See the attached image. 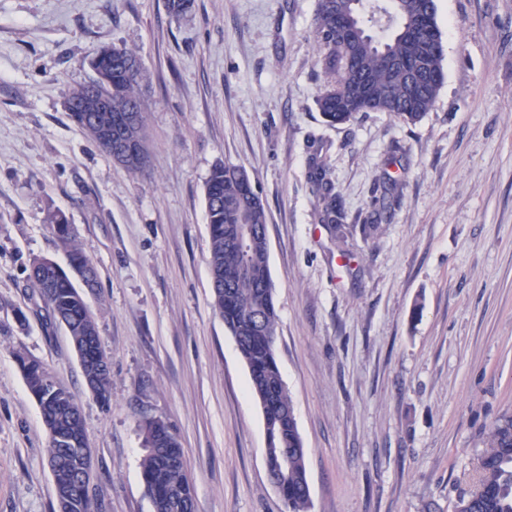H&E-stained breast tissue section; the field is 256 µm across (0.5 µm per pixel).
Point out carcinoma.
Segmentation results:
<instances>
[{
    "mask_svg": "<svg viewBox=\"0 0 512 512\" xmlns=\"http://www.w3.org/2000/svg\"><path fill=\"white\" fill-rule=\"evenodd\" d=\"M318 0L314 37L321 69L327 79L316 103L327 123L348 122L361 112H389L408 124L418 122L432 107L444 82L443 52L430 32L416 27L417 18L436 15L435 0ZM365 10L367 22L389 31L383 40L363 28L349 40L336 36V19ZM137 55L126 48L103 46L90 59L95 79L86 87L73 89L65 107L71 119L103 146L96 124L119 112H139L138 121L125 126L128 143L142 151V160L126 165L136 173L148 163L145 144V108L139 91L141 75ZM112 98V113L97 111L99 100ZM240 167L219 164L205 184L210 237L209 267L215 285L213 308L234 337L246 365L251 390L260 404L269 406L271 429L268 446L296 449L294 469L283 488L288 512H310L306 449L297 429L291 398L275 356L277 311L270 277L266 213L255 201L252 184L239 176ZM313 183L323 199L330 200L326 218L330 232L344 236L336 223V201L325 171L315 169ZM48 224L68 257L63 275L31 260L30 286L48 305L55 320L65 325L81 357L92 363L108 360L99 342L98 326L85 292L77 289L76 274H91L90 288L97 287V272L80 248L77 235L66 217L52 212ZM251 224L259 233L240 250L234 249L239 226ZM26 386L37 400L49 432L48 461L56 462L53 473L57 501L71 499L70 512H97L89 490L76 481L79 449L70 439L85 438L81 408L70 390L39 360L20 358ZM142 446L141 479L154 512H195V490L188 474L184 451L175 435H164L152 418L140 424ZM455 512H512V415H503L489 428L480 457L479 476L474 486L459 494Z\"/></svg>",
    "mask_w": 512,
    "mask_h": 512,
    "instance_id": "obj_1",
    "label": "carcinoma"
}]
</instances>
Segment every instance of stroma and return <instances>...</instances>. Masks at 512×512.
Masks as SVG:
<instances>
[{
    "label": "stroma",
    "mask_w": 512,
    "mask_h": 512,
    "mask_svg": "<svg viewBox=\"0 0 512 512\" xmlns=\"http://www.w3.org/2000/svg\"><path fill=\"white\" fill-rule=\"evenodd\" d=\"M445 79L407 124H327L316 0H0V512H56L49 435L19 356L81 405L99 512H153L139 425L166 422L197 512H288L263 418L212 306L205 182L246 170L267 216L275 353L306 448L311 512H454L485 434L512 414V0H436ZM105 45L142 62L149 165L70 118ZM321 164L347 242L321 222ZM62 212L95 266L87 301L111 399L25 280L65 263ZM380 225L363 237L362 225Z\"/></svg>",
    "instance_id": "stroma-1"
}]
</instances>
